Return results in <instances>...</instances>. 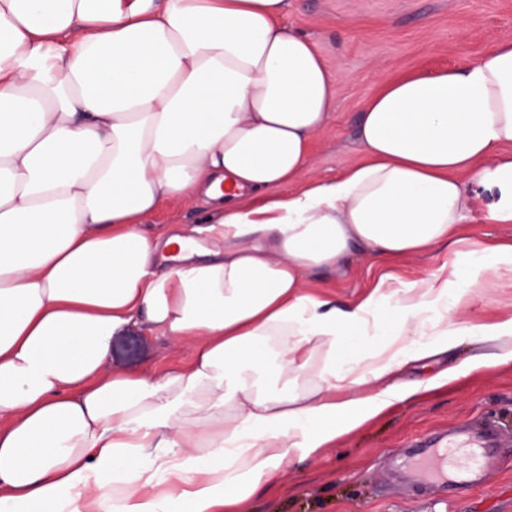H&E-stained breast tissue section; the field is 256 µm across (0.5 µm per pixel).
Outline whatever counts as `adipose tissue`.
Here are the masks:
<instances>
[{"instance_id": "ef3b65f1", "label": "adipose tissue", "mask_w": 512, "mask_h": 512, "mask_svg": "<svg viewBox=\"0 0 512 512\" xmlns=\"http://www.w3.org/2000/svg\"><path fill=\"white\" fill-rule=\"evenodd\" d=\"M287 6L0 0V512H247L410 395L400 367L474 336L499 349L476 366L512 359V319L449 326L456 265L346 310L304 280L455 244L478 186L512 224V39L384 82L363 162L298 188L339 76ZM175 196L204 223L146 230ZM137 325L194 340L190 364L106 373Z\"/></svg>"}]
</instances>
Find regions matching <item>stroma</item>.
Segmentation results:
<instances>
[{
  "label": "stroma",
  "mask_w": 512,
  "mask_h": 512,
  "mask_svg": "<svg viewBox=\"0 0 512 512\" xmlns=\"http://www.w3.org/2000/svg\"><path fill=\"white\" fill-rule=\"evenodd\" d=\"M285 25L309 36L325 65L340 76L326 125L312 138L308 166L298 183L332 180L363 159L357 119L380 80L399 74H432L474 61L492 43L512 38V0H288ZM497 197L482 190L479 207L460 231V246H441L403 258L356 256L336 274H308L315 290L337 306L355 305L381 277L406 289L447 270L456 260L462 278H476L469 305L449 311L452 323L479 325L512 318V280L476 271L469 247L512 242V224H490L484 212ZM201 200L173 197L144 221L150 230L187 229L203 216ZM493 343L472 338L447 353L404 367L403 384L425 382L446 368L456 379L396 401L381 415L336 444L290 466L276 484L258 490L251 512H512V447L508 460L484 485L466 496L439 487H418L398 465L408 441L430 437L468 418L512 427V362L470 370L474 358L494 352ZM192 346L146 328H128L112 338L111 372L160 374L190 363Z\"/></svg>",
  "instance_id": "stroma-1"
}]
</instances>
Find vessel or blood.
<instances>
[{
	"instance_id": "b4317fda",
	"label": "vessel or blood",
	"mask_w": 512,
	"mask_h": 512,
	"mask_svg": "<svg viewBox=\"0 0 512 512\" xmlns=\"http://www.w3.org/2000/svg\"><path fill=\"white\" fill-rule=\"evenodd\" d=\"M510 446L512 438L498 426L462 422L442 437L421 442L402 466L416 482L445 485L462 496L485 483Z\"/></svg>"
}]
</instances>
